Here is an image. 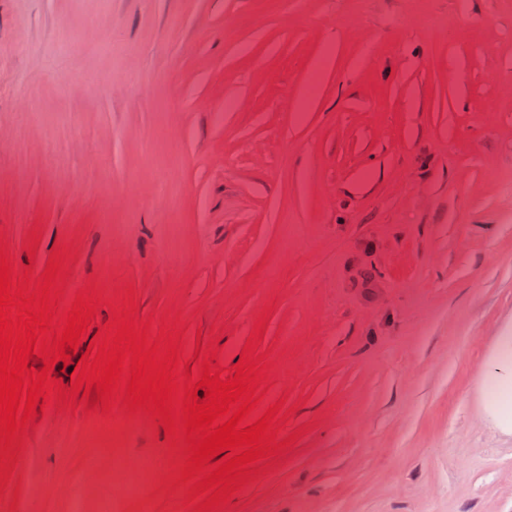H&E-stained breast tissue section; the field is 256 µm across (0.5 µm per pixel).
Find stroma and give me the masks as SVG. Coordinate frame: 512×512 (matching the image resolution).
I'll return each mask as SVG.
<instances>
[{
  "label": "stroma",
  "instance_id": "obj_1",
  "mask_svg": "<svg viewBox=\"0 0 512 512\" xmlns=\"http://www.w3.org/2000/svg\"><path fill=\"white\" fill-rule=\"evenodd\" d=\"M61 249L79 351L130 290L190 375L253 358L291 444L222 512H512V0H0V255L35 285ZM70 401L0 512L180 505L144 417ZM510 391L512 399V334L499 336L492 350L484 376V411L488 422L501 434L512 437V406L504 398Z\"/></svg>",
  "mask_w": 512,
  "mask_h": 512
}]
</instances>
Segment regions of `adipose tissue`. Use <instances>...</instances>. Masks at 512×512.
I'll list each match as a JSON object with an SVG mask.
<instances>
[{
	"label": "adipose tissue",
	"instance_id": "1",
	"mask_svg": "<svg viewBox=\"0 0 512 512\" xmlns=\"http://www.w3.org/2000/svg\"><path fill=\"white\" fill-rule=\"evenodd\" d=\"M512 392V334L498 337L485 369L484 411L499 432L512 436V409L505 398Z\"/></svg>",
	"mask_w": 512,
	"mask_h": 512
}]
</instances>
